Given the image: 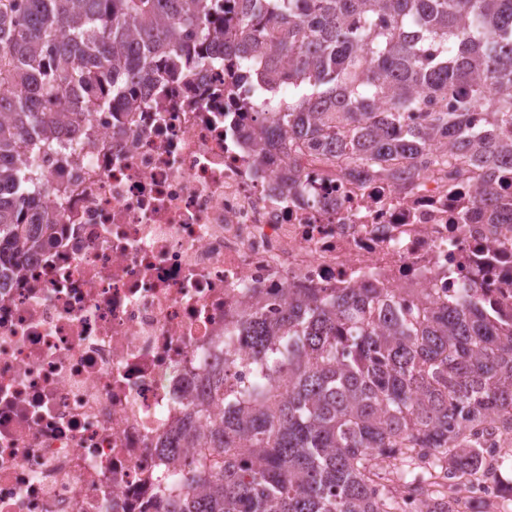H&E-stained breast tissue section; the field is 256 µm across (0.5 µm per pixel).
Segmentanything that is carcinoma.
Here are the masks:
<instances>
[{"mask_svg":"<svg viewBox=\"0 0 512 512\" xmlns=\"http://www.w3.org/2000/svg\"><path fill=\"white\" fill-rule=\"evenodd\" d=\"M223 50L262 62L240 100L258 156L308 148L393 182L443 150L475 164L474 196L512 225V0H0V266L50 245L22 234L44 187L17 145L49 137L75 107L91 114L137 84L179 80ZM125 73L126 87L114 75ZM288 89L282 99L270 97ZM454 94L450 112L438 103ZM484 111V125L473 112ZM425 111L420 126L406 123ZM255 377L230 387L224 364L163 449H196L159 482L163 512H484L443 492L490 475L487 437L512 434V311L472 281L447 302L406 304L386 288H343L253 305Z\"/></svg>","mask_w":512,"mask_h":512,"instance_id":"carcinoma-1","label":"carcinoma"}]
</instances>
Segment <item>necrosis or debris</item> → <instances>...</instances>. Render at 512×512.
I'll list each match as a JSON object with an SVG mask.
<instances>
[{"mask_svg":"<svg viewBox=\"0 0 512 512\" xmlns=\"http://www.w3.org/2000/svg\"><path fill=\"white\" fill-rule=\"evenodd\" d=\"M253 87L227 60L20 144L47 181L28 231L53 240L0 274V512H157L159 443L209 365L252 376L231 333L252 302L273 319L307 292L443 301L473 280L512 308L475 178L431 154L401 184L307 149L258 159L233 111Z\"/></svg>","mask_w":512,"mask_h":512,"instance_id":"necrosis-or-debris-1","label":"necrosis or debris"}]
</instances>
